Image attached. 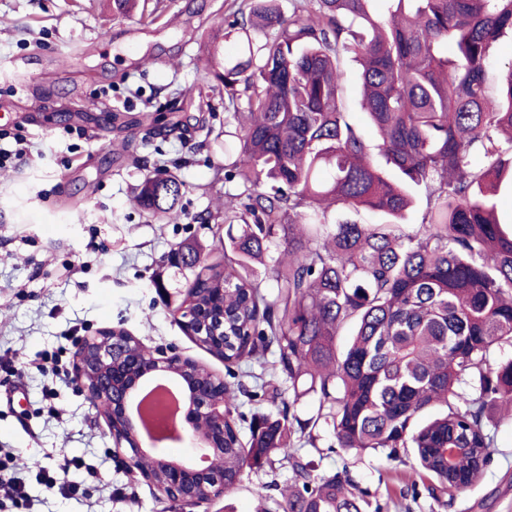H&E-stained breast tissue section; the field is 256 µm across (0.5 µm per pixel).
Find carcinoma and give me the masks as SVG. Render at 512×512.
Instances as JSON below:
<instances>
[{"label":"carcinoma","instance_id":"carcinoma-1","mask_svg":"<svg viewBox=\"0 0 512 512\" xmlns=\"http://www.w3.org/2000/svg\"><path fill=\"white\" fill-rule=\"evenodd\" d=\"M372 2L297 0L285 18L273 0H250L234 14L224 38L236 36L240 54L210 51L207 76L233 109L225 167L242 188L225 202L223 259L197 268L195 241L166 256L195 272L190 313L224 317L223 342L201 348L228 371L271 350L288 382L292 399L253 417L245 442L238 400L250 390L195 367L224 395V492L280 455L294 474L283 512H367L348 471L315 475L297 455L294 436L309 423L294 406L306 393L319 395L339 448L389 459L410 450L432 493L475 482L498 413L512 408V360L493 361L512 347V224L495 201L512 186V64L496 86L486 81L492 43L512 33V0H385L384 16ZM255 29L271 37L256 46ZM349 58L362 67L376 144L346 112ZM421 186L426 213L406 233L399 220ZM182 187L150 176L135 201L175 218ZM362 209L387 220L332 215ZM266 280L276 283L271 300Z\"/></svg>","mask_w":512,"mask_h":512}]
</instances>
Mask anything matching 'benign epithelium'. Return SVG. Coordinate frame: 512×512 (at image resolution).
I'll return each instance as SVG.
<instances>
[{
  "mask_svg": "<svg viewBox=\"0 0 512 512\" xmlns=\"http://www.w3.org/2000/svg\"><path fill=\"white\" fill-rule=\"evenodd\" d=\"M179 322L200 343L219 336L208 319L181 318ZM124 357L125 353L114 344L112 331L105 330L82 339L74 363L82 390L94 405L105 408L115 447L129 449L128 463L149 464L144 477L168 490L169 498L175 502L189 505L204 495L211 499L223 497L224 474L217 464L224 449L216 447L214 438L224 436V403L214 396V385L194 376V362L177 353L161 359L147 356L133 372L121 367ZM160 379L174 383L181 393L184 422L180 439L189 440L199 451L193 462L171 457L141 432L133 406L142 390ZM198 420L210 424V430H197Z\"/></svg>",
  "mask_w": 512,
  "mask_h": 512,
  "instance_id": "7a95c632",
  "label": "benign epithelium"
}]
</instances>
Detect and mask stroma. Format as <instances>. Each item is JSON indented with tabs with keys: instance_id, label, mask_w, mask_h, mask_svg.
I'll list each match as a JSON object with an SVG mask.
<instances>
[{
	"instance_id": "stroma-1",
	"label": "stroma",
	"mask_w": 512,
	"mask_h": 512,
	"mask_svg": "<svg viewBox=\"0 0 512 512\" xmlns=\"http://www.w3.org/2000/svg\"><path fill=\"white\" fill-rule=\"evenodd\" d=\"M242 0H160L156 22L114 20L108 0H0V147L13 133L27 154L0 169V448L31 499L5 512H282L293 482L282 460L245 471L224 498L183 506L157 493L117 456L106 420L73 371L78 342L123 327L146 350L179 353L225 376L221 359L179 326L175 310L193 280L166 261L195 239L220 249L224 101L203 80L205 45L224 38ZM183 184L179 219L150 216L137 186L156 170ZM162 277L163 288L153 280ZM298 454L318 474L348 470L380 512H512V424H501L476 482L432 497L413 457L355 456L329 424ZM97 476H89L86 465ZM66 470L75 499L45 494L39 469Z\"/></svg>"
}]
</instances>
